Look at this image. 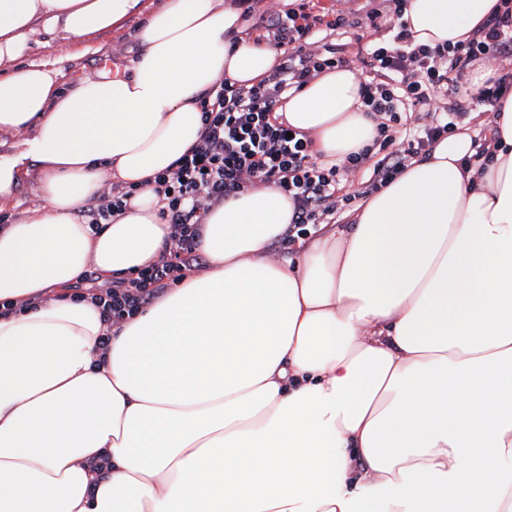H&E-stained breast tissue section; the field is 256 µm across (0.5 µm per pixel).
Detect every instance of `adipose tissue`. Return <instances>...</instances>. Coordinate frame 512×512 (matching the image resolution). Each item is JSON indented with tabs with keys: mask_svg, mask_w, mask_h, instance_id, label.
<instances>
[{
	"mask_svg": "<svg viewBox=\"0 0 512 512\" xmlns=\"http://www.w3.org/2000/svg\"><path fill=\"white\" fill-rule=\"evenodd\" d=\"M497 2L403 19L451 47ZM135 15L131 75L64 90L26 59L39 32L81 56ZM279 59L235 0H0V211L32 169L41 200L0 229V512H512V95L488 159L462 124L297 262L268 254L293 203L260 187L208 214L203 273L120 324L67 297L159 258L155 177L197 142L200 94ZM281 111L328 165L376 134L347 66ZM112 181L136 192L92 230Z\"/></svg>",
	"mask_w": 512,
	"mask_h": 512,
	"instance_id": "obj_1",
	"label": "adipose tissue"
}]
</instances>
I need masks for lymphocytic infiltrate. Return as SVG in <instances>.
I'll return each instance as SVG.
<instances>
[{
  "label": "lymphocytic infiltrate",
  "instance_id": "1",
  "mask_svg": "<svg viewBox=\"0 0 512 512\" xmlns=\"http://www.w3.org/2000/svg\"><path fill=\"white\" fill-rule=\"evenodd\" d=\"M407 0H379L366 13L318 9L315 0H299L285 12L269 0L261 16L262 38L281 53V63L251 87L228 81L199 99V140L155 178L161 217L171 227L169 244L158 260L108 288L76 292L91 298L106 322L119 323L199 268L198 226L209 211L250 188L278 189L294 203L284 244L311 237L318 224L336 210L351 206L362 191L354 189L356 172L373 162L366 190L374 192L399 175L411 159L429 154L441 138L454 133L470 107L494 108L512 94V72L503 60L512 57V2L494 13L481 33L448 47H413L407 28L390 46L359 51L355 62L323 43L321 31L376 27L383 17L402 20ZM492 70L478 93L463 97L455 76L473 61ZM352 65L360 81L364 110L376 126L371 144L325 166L314 159V139L291 131L278 104L288 91L301 90L324 70ZM132 188L112 183L83 215L93 229L121 215Z\"/></svg>",
  "mask_w": 512,
  "mask_h": 512
}]
</instances>
